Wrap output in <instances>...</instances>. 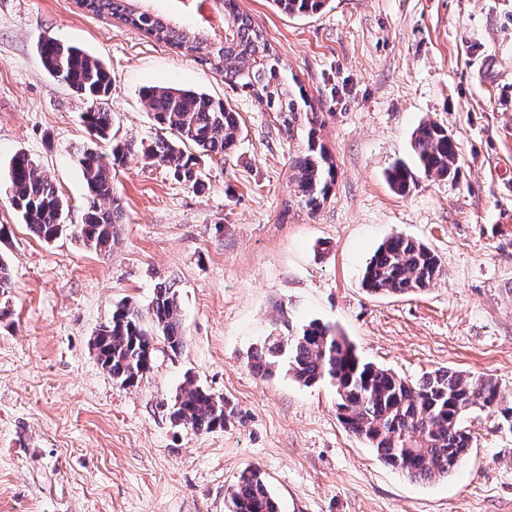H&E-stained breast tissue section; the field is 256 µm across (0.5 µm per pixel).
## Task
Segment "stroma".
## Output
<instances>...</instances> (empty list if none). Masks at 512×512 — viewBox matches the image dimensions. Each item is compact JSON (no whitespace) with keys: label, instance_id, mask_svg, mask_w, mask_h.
I'll list each match as a JSON object with an SVG mask.
<instances>
[{"label":"stroma","instance_id":"1","mask_svg":"<svg viewBox=\"0 0 512 512\" xmlns=\"http://www.w3.org/2000/svg\"><path fill=\"white\" fill-rule=\"evenodd\" d=\"M306 91L337 167L327 203L296 201L303 147L222 74L76 0H0V512H228L246 470L280 512H512V429L471 414V450L452 475L417 482L350 433L326 382L250 353L276 324H335L367 360L416 380L439 368L494 378L512 398V0H329L295 18L271 0H237ZM100 58L113 137L89 135V105L43 68L41 36ZM175 83L240 116L236 148L202 157L194 191L141 150L159 130L141 91ZM461 148L457 181L419 178L408 194L386 171L411 156L423 122ZM137 150L112 171L125 208L120 241L96 253L68 235L33 236L6 194L10 158L28 154L80 223L88 150ZM432 248L441 275L408 296L370 294L361 268L387 237ZM175 280L186 345L157 352L125 387L92 339L119 302L148 311ZM224 398V428L196 433L167 407L187 379Z\"/></svg>","mask_w":512,"mask_h":512}]
</instances>
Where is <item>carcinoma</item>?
<instances>
[{
	"label": "carcinoma",
	"mask_w": 512,
	"mask_h": 512,
	"mask_svg": "<svg viewBox=\"0 0 512 512\" xmlns=\"http://www.w3.org/2000/svg\"><path fill=\"white\" fill-rule=\"evenodd\" d=\"M88 12L119 17L158 42L185 51L224 75V82L252 96L275 114L280 129L293 139L302 133L306 144L292 159L298 203L311 213L330 198L336 185V163L319 137L321 122L309 107L302 85L291 84L272 45L252 18L239 12L236 0H214L224 17V34L200 23L192 25L180 13H161L146 0H79ZM282 13L305 17L322 10L328 0H271ZM48 74L78 96L92 102L111 88L109 71L96 57L53 36L37 43ZM143 100L161 131L144 150L146 158L166 166L173 177L193 189L203 186L202 156H226L236 147L239 114L221 99L177 85L148 86ZM89 134L109 136L111 113L91 110L82 115ZM413 165L397 162L388 169L391 189L410 191L417 177L455 180L461 164L456 138L436 122L421 123L412 135ZM134 145L116 144L112 163L85 151L77 164L87 193L79 224L65 223L67 202L51 180L38 172L24 153L9 162V202L38 238L49 242L70 234L84 247L107 253L118 241L124 210L114 192L112 168L133 153ZM438 255L426 245L401 234L386 238L366 262L361 284L374 294L407 295L430 287L439 278ZM120 303L102 326L101 366L112 379L132 386L153 367L155 337L175 355L185 347L177 289L161 283L148 311ZM253 368L271 376L281 364L305 386L327 380L334 387L339 417L351 433L373 448L387 465L409 478L431 481L451 475L469 453L471 431L465 418L475 410L496 417L512 428V402L500 395L497 382L449 368L409 381L390 369L364 360L336 327L312 322L294 332L268 336L252 353ZM231 412L224 400L194 384L176 395L170 419L197 432L222 428ZM230 512H279L267 482L256 470L244 471L231 493Z\"/></svg>",
	"instance_id": "obj_1"
}]
</instances>
